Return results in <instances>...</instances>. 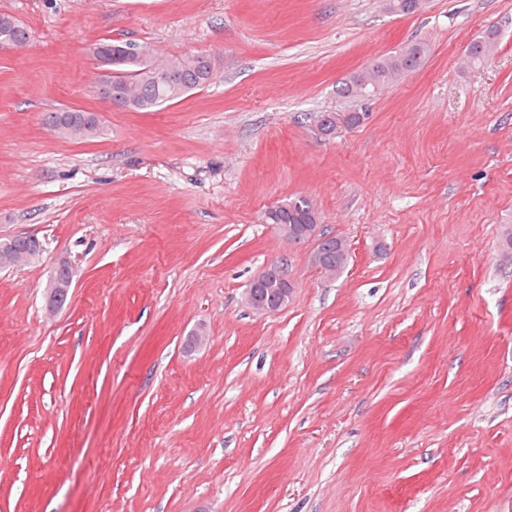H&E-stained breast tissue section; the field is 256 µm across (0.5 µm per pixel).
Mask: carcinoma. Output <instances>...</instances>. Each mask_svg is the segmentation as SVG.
<instances>
[{"label": "carcinoma", "instance_id": "obj_1", "mask_svg": "<svg viewBox=\"0 0 512 512\" xmlns=\"http://www.w3.org/2000/svg\"><path fill=\"white\" fill-rule=\"evenodd\" d=\"M419 5L420 0H387L388 9L402 15L415 13ZM496 35V31L488 29L473 40L465 53L463 65L470 68L482 65ZM27 39V28L20 20L9 14H0V42L19 45ZM99 45L105 50L97 55V59L111 67L113 90L126 95L130 100L129 109L136 112H149L182 99L191 91L206 86L221 67L220 58L211 55L171 56L158 61L153 48L147 43L137 45V54L127 52L128 42L102 39ZM426 51V45L421 42L409 43L350 76L342 82L338 93L356 103L367 101L394 78L417 69ZM43 123L50 130L73 140L94 138L102 131L100 122L92 113L76 110L48 112ZM266 221L269 224H318L320 214L310 200L298 197L269 210Z\"/></svg>", "mask_w": 512, "mask_h": 512}]
</instances>
